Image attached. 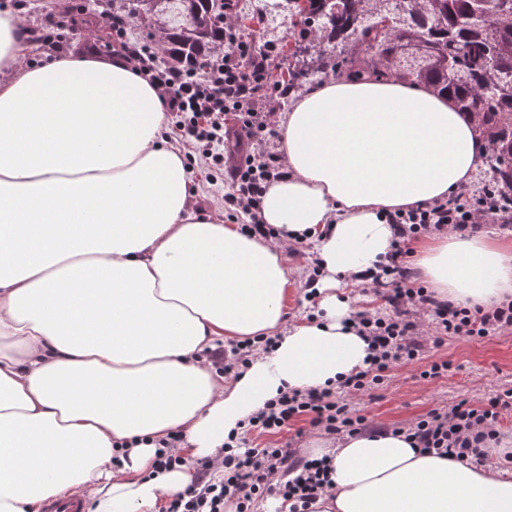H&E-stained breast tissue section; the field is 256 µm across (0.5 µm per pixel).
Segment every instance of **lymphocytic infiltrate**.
<instances>
[{
  "mask_svg": "<svg viewBox=\"0 0 512 512\" xmlns=\"http://www.w3.org/2000/svg\"><path fill=\"white\" fill-rule=\"evenodd\" d=\"M107 22L125 58L163 91L171 136L229 185L225 212L248 214L245 229L251 234L272 235L261 220V201L267 183L286 173L272 142L277 136L274 115L290 93L272 68L275 45H268L266 53H253L250 39L228 16L223 48L204 64L182 67L159 62L150 45L130 42V17L112 15ZM490 219L512 224V204H502L490 187L478 195L463 189L444 201L390 213L391 249L377 271L359 278L361 287L372 289L384 304L383 310L353 317L368 343L365 366L337 388L281 394L249 417L245 429L278 434L305 419L329 435L368 431L366 417L352 415L345 395L379 387L392 368L421 359L425 340L438 345L452 336L483 339L512 330V302L471 309L440 300L417 283L409 263L410 244L419 235L448 230L470 234ZM511 409V389L483 404L462 400L448 410H430L405 427V438L420 452L480 463L500 438L502 413ZM241 443V438L231 439L217 458L198 460L192 484L166 501L161 512H224L228 501L235 503L236 512H254L255 501L268 496L290 502L289 512H308L330 483L325 459H299L285 446L244 451Z\"/></svg>",
  "mask_w": 512,
  "mask_h": 512,
  "instance_id": "lymphocytic-infiltrate-1",
  "label": "lymphocytic infiltrate"
}]
</instances>
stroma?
<instances>
[{
  "label": "stroma",
  "instance_id": "obj_1",
  "mask_svg": "<svg viewBox=\"0 0 512 512\" xmlns=\"http://www.w3.org/2000/svg\"><path fill=\"white\" fill-rule=\"evenodd\" d=\"M87 0H0L22 15L32 30L49 32L59 12L77 18ZM448 361L447 375L430 381L420 373L435 361ZM512 388V331L481 340L451 337L438 346H428L422 361L394 368L383 386L348 399L352 410L367 415L385 427L405 426L435 408H449L460 400L474 404L487 402ZM325 434L308 422H295L281 434L248 433L246 445L267 448L291 444L299 455L311 454L314 441Z\"/></svg>",
  "mask_w": 512,
  "mask_h": 512
}]
</instances>
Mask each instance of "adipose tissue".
<instances>
[{"label": "adipose tissue", "mask_w": 512, "mask_h": 512, "mask_svg": "<svg viewBox=\"0 0 512 512\" xmlns=\"http://www.w3.org/2000/svg\"><path fill=\"white\" fill-rule=\"evenodd\" d=\"M25 27L0 10V512L75 490L91 512H151L278 393L363 366L338 289L383 260L388 212L449 198L489 146L423 84L341 76L299 92L278 117L288 174L261 203L264 223L320 261L321 313L290 323L283 241L193 210L161 91L119 53L26 64ZM412 259L440 299L512 300L511 241L427 234ZM254 336L277 344L239 378L203 357ZM176 433L185 465L155 471L158 442ZM327 455L315 512H512L499 449L477 466L382 432Z\"/></svg>", "instance_id": "ef3b65f1"}]
</instances>
